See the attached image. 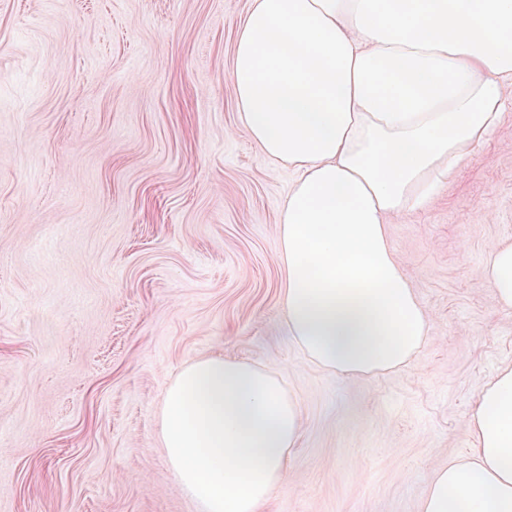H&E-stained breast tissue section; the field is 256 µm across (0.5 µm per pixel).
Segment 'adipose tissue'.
<instances>
[{
	"label": "adipose tissue",
	"instance_id": "adipose-tissue-1",
	"mask_svg": "<svg viewBox=\"0 0 512 512\" xmlns=\"http://www.w3.org/2000/svg\"><path fill=\"white\" fill-rule=\"evenodd\" d=\"M228 82L243 126L297 178L278 225L288 333L319 367L407 364L429 315L386 224L426 206L501 123L512 0H251ZM512 311V241L478 271ZM301 409L270 372L217 354L185 365L160 409L177 485L202 512H267L286 491ZM469 456L420 512H512V365L481 387Z\"/></svg>",
	"mask_w": 512,
	"mask_h": 512
}]
</instances>
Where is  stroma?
Instances as JSON below:
<instances>
[{
	"label": "stroma",
	"instance_id": "1",
	"mask_svg": "<svg viewBox=\"0 0 512 512\" xmlns=\"http://www.w3.org/2000/svg\"><path fill=\"white\" fill-rule=\"evenodd\" d=\"M250 0H0V512H199L158 437L179 370L221 353L300 405L269 512H419L470 453L512 313L478 267L512 240V105L388 240L430 318L405 366L349 376L288 333L277 263L295 178L228 89Z\"/></svg>",
	"mask_w": 512,
	"mask_h": 512
}]
</instances>
